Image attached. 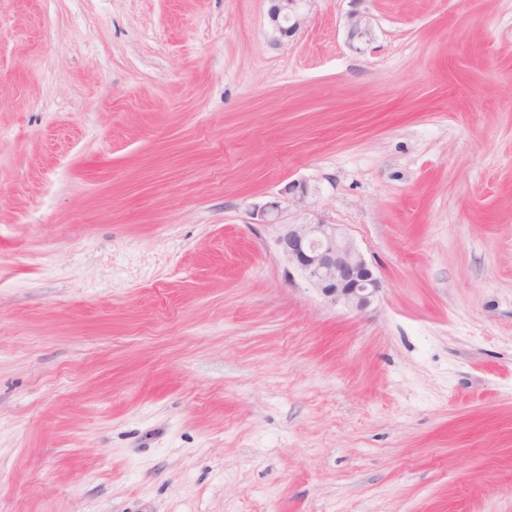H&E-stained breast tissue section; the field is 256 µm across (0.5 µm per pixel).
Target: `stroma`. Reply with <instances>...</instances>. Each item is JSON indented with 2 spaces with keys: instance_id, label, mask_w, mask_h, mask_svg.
Masks as SVG:
<instances>
[{
  "instance_id": "35a3bbf8",
  "label": "stroma",
  "mask_w": 512,
  "mask_h": 512,
  "mask_svg": "<svg viewBox=\"0 0 512 512\" xmlns=\"http://www.w3.org/2000/svg\"><path fill=\"white\" fill-rule=\"evenodd\" d=\"M366 7L0 0V512H512V0ZM269 19L274 29L282 37L293 36L307 20L303 4L309 0H269ZM373 18L366 9H353L346 17L347 43L355 51L373 38ZM280 204L261 210L264 224L280 226L276 245L288 266L299 271L330 303L357 311L369 307L380 290V280L338 224L323 220L278 224Z\"/></svg>"
}]
</instances>
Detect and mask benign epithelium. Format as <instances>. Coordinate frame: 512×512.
Here are the masks:
<instances>
[{"label":"benign epithelium","mask_w":512,"mask_h":512,"mask_svg":"<svg viewBox=\"0 0 512 512\" xmlns=\"http://www.w3.org/2000/svg\"><path fill=\"white\" fill-rule=\"evenodd\" d=\"M269 19L282 37L293 36L307 20L308 0H270ZM347 43L355 50L373 38L369 11L354 9L346 17ZM276 245L288 266L299 271L330 303L357 311L369 307L380 290V280L338 224L322 220L280 225Z\"/></svg>","instance_id":"obj_1"}]
</instances>
